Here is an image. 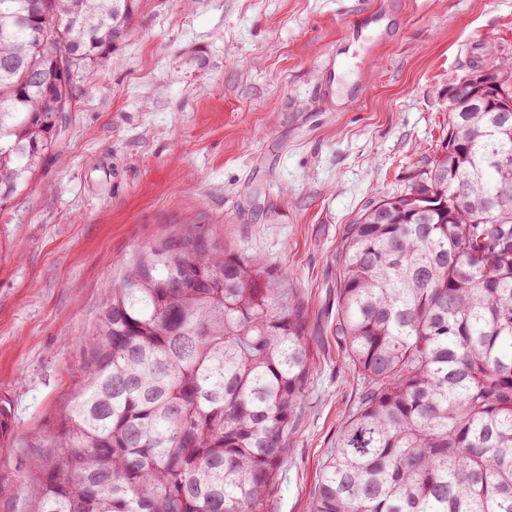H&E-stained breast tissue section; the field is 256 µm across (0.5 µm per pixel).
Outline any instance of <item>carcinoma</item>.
<instances>
[{"label":"carcinoma","instance_id":"1","mask_svg":"<svg viewBox=\"0 0 512 512\" xmlns=\"http://www.w3.org/2000/svg\"><path fill=\"white\" fill-rule=\"evenodd\" d=\"M139 0H0V204L56 147L42 28L92 62ZM481 68L442 155L341 249L336 335L367 381L315 512H512V60ZM289 273L188 233L129 257L84 343L28 512H266L313 368Z\"/></svg>","mask_w":512,"mask_h":512}]
</instances>
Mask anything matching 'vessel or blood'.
<instances>
[{
	"instance_id": "1",
	"label": "vessel or blood",
	"mask_w": 512,
	"mask_h": 512,
	"mask_svg": "<svg viewBox=\"0 0 512 512\" xmlns=\"http://www.w3.org/2000/svg\"><path fill=\"white\" fill-rule=\"evenodd\" d=\"M390 33L391 20L386 10L368 12L365 23L345 33L329 55L319 87L320 94L330 95L335 83L343 80L346 68L353 66L357 70H365Z\"/></svg>"
}]
</instances>
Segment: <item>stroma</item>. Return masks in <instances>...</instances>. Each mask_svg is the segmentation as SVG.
<instances>
[{
	"instance_id": "stroma-1",
	"label": "stroma",
	"mask_w": 512,
	"mask_h": 512,
	"mask_svg": "<svg viewBox=\"0 0 512 512\" xmlns=\"http://www.w3.org/2000/svg\"><path fill=\"white\" fill-rule=\"evenodd\" d=\"M392 39L362 96L318 94L327 55L375 7ZM494 45L512 0H140L27 189L0 208V512L65 431L82 344L123 260L191 231L292 273L314 369L268 512H313L365 384L336 334L349 224L404 190L448 139V86Z\"/></svg>"
}]
</instances>
